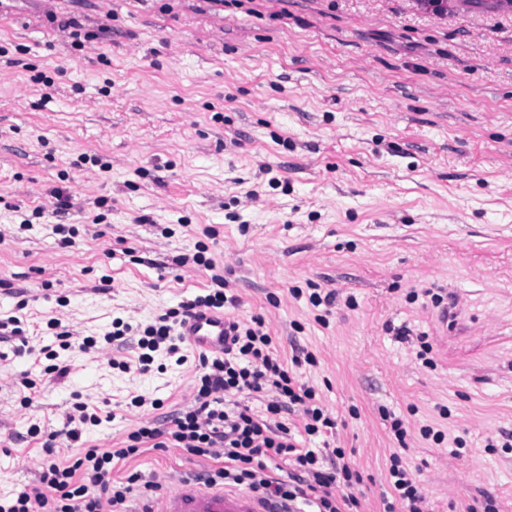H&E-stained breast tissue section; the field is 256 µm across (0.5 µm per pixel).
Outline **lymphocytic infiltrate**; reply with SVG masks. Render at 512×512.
Wrapping results in <instances>:
<instances>
[{"mask_svg":"<svg viewBox=\"0 0 512 512\" xmlns=\"http://www.w3.org/2000/svg\"><path fill=\"white\" fill-rule=\"evenodd\" d=\"M179 262L211 269L212 287L208 294L180 302L140 330L118 318L103 338L88 336L76 344L69 331H60L57 338L61 349L76 346L87 352L98 342L109 344L136 331L140 334V354L136 362H121L123 371L148 372L159 356L174 360L179 366L186 363L182 326L198 311L224 309L228 302L227 280L223 271L214 269L212 260L202 253L181 256ZM314 362V356L308 353L284 364L263 318L255 317L248 323L227 318L223 353L201 355L202 372L196 379L193 404L172 414L166 423L140 426L118 448L83 446L75 458L65 463L56 457L59 436L80 443L88 427L101 424V416L89 411L86 403L78 402L63 430L45 433L40 426L31 425V435L45 437L39 479L32 487L0 502V512H125V504L135 492L147 510L161 488L155 474L135 471L117 479L113 471L119 462L146 450L168 448L180 450L191 461H211L212 469L202 478L212 484L245 486L265 499L294 507L302 504L311 512H360L361 502L354 488L362 476L346 462L344 449L327 445L314 450L300 441L304 434L327 437L336 430L335 417L312 387L300 383L294 371L295 366ZM244 392L264 398V415L235 402V395ZM297 409L305 417L300 429L280 419L283 412ZM280 461L288 465L283 480L268 474L270 465ZM387 482L393 498L385 502L384 512H424L422 485L400 454L391 457Z\"/></svg>","mask_w":512,"mask_h":512,"instance_id":"obj_1","label":"lymphocytic infiltrate"}]
</instances>
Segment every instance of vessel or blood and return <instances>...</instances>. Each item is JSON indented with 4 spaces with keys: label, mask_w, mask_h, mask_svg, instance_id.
I'll return each mask as SVG.
<instances>
[{
    "label": "vessel or blood",
    "mask_w": 512,
    "mask_h": 512,
    "mask_svg": "<svg viewBox=\"0 0 512 512\" xmlns=\"http://www.w3.org/2000/svg\"><path fill=\"white\" fill-rule=\"evenodd\" d=\"M184 334L195 347L216 352L224 347V317L202 311L187 323ZM152 512H288L252 491L210 485L195 478L177 480Z\"/></svg>",
    "instance_id": "obj_1"
}]
</instances>
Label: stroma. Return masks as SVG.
Segmentation results:
<instances>
[{"label": "stroma", "mask_w": 512, "mask_h": 512, "mask_svg": "<svg viewBox=\"0 0 512 512\" xmlns=\"http://www.w3.org/2000/svg\"><path fill=\"white\" fill-rule=\"evenodd\" d=\"M70 20L91 35L82 46ZM201 245L236 299L228 315L263 317L284 364L315 356L296 373L336 418L362 512H384L398 450L426 512L487 495L512 512V450L498 446L512 433V6L0 0V320L19 317L38 349L55 345L54 319L77 336L149 324L206 294L209 270L177 263ZM313 285L337 293L328 325L293 295ZM420 332L434 367L416 358ZM14 345L0 337L4 496L38 479L31 424L62 428L78 398L106 404L114 419L86 439L116 448L190 406L201 370L189 344L181 366L111 367L136 361L129 336L61 352L60 378ZM135 395L163 405L126 408ZM205 467L171 448L119 471L167 488Z\"/></svg>", "instance_id": "1"}]
</instances>
